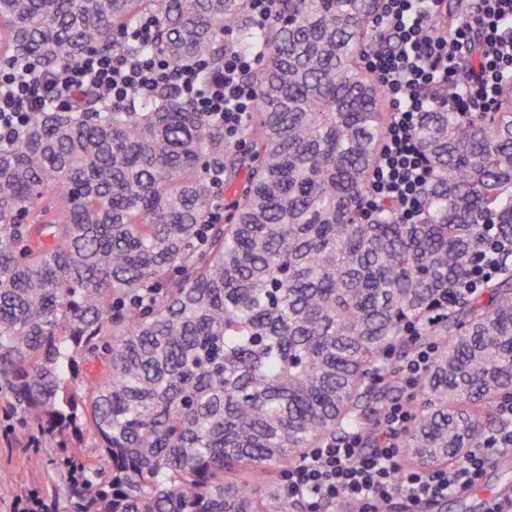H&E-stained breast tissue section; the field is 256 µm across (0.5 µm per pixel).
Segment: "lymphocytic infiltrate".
I'll return each mask as SVG.
<instances>
[{"label": "lymphocytic infiltrate", "instance_id": "1", "mask_svg": "<svg viewBox=\"0 0 512 512\" xmlns=\"http://www.w3.org/2000/svg\"><path fill=\"white\" fill-rule=\"evenodd\" d=\"M462 9L452 33L437 30L433 20L441 0H383L375 23L377 45L366 68L386 91L389 125L381 161L363 195L365 210L392 207L397 219L412 220L429 168L418 152L414 131L429 111L427 92L456 83L448 106L459 112H491L500 83L512 82V0H459ZM157 21L147 17L124 30L129 50L123 55L91 54L62 71L46 69L35 59L0 67V142L12 140L30 113L68 107L86 95L124 106L134 95L165 93L191 102L196 111L224 124L236 135L249 121L257 89L247 75L263 58L261 51L224 53L219 72L206 67L173 68L152 50ZM480 47L469 55L471 44ZM409 417L402 405L385 412V429L375 448L364 449L356 435L336 438L315 448L290 469L281 492L301 512H320L329 502L357 505L358 512H390L404 499L405 512L458 495L477 483L490 459L512 451V429L488 448L470 452L461 466L445 469L404 463L396 441Z\"/></svg>", "mask_w": 512, "mask_h": 512}]
</instances>
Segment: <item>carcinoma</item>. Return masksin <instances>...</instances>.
Returning a JSON list of instances; mask_svg holds the SVG:
<instances>
[{
    "label": "carcinoma",
    "instance_id": "obj_1",
    "mask_svg": "<svg viewBox=\"0 0 512 512\" xmlns=\"http://www.w3.org/2000/svg\"><path fill=\"white\" fill-rule=\"evenodd\" d=\"M0 0V59L61 71L157 19L172 66L263 50L244 148L176 97L32 112L0 143V391L60 449L72 512H288L274 470L387 407L406 464L459 465L512 405V84L415 130L417 216L362 197L389 122L360 64L382 0ZM224 224L216 189L233 186ZM494 225L497 262L466 285ZM431 360L412 387L401 363ZM93 429L98 453L85 455ZM274 0H253L251 20L254 27L263 30L275 20Z\"/></svg>",
    "mask_w": 512,
    "mask_h": 512
}]
</instances>
